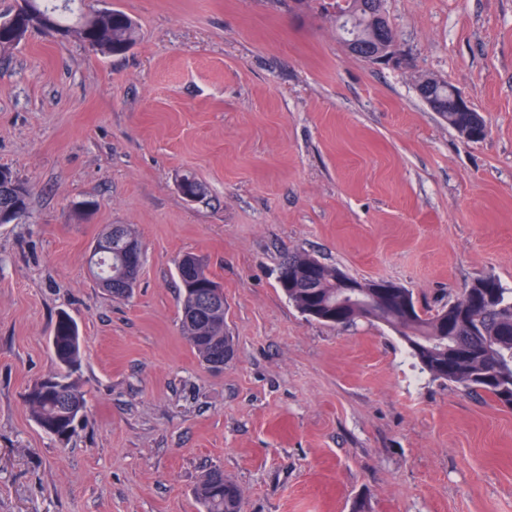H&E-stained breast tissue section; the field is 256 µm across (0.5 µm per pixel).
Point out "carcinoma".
I'll use <instances>...</instances> for the list:
<instances>
[{
  "instance_id": "cac0c4a2",
  "label": "carcinoma",
  "mask_w": 512,
  "mask_h": 512,
  "mask_svg": "<svg viewBox=\"0 0 512 512\" xmlns=\"http://www.w3.org/2000/svg\"><path fill=\"white\" fill-rule=\"evenodd\" d=\"M76 0H33L37 9L51 15L58 33L73 36L84 45L103 55H121L137 41L136 22L125 12L113 9L104 14H76L70 4ZM384 0H347L342 7L345 16L336 25V32L343 42L353 40L370 42L376 49H387L379 33V16L384 14ZM33 25L20 20L14 26L0 30V49L18 44ZM418 85L429 88L438 102L440 115L467 141H472L470 131L484 129L485 121L476 124L474 113L455 109L448 91L450 85L434 76H427ZM17 177L9 171V180L0 184V210H10L14 219L21 221L28 213L29 185L21 180L22 189L12 187L10 178ZM100 250L96 278L99 286L113 297L125 299L132 289L117 288L124 266L122 238L117 235V225L96 240ZM291 269L313 268L311 288H295L288 300L298 308L317 307L336 311V268L306 254H288L281 267ZM180 282L181 323L183 334L197 352L201 362L210 365L215 351L214 340L224 339V312L210 314L203 309L208 289L201 284L214 281L202 263L194 267L177 268ZM397 292L408 298L411 313L398 307L389 308L381 317L406 342L421 348L415 356L422 370L436 379L447 380L466 391L481 392L494 398L500 405L512 409V289L504 288L493 276H485L465 288L461 298L435 312L415 307L413 293L404 287ZM50 347L59 372L52 376L56 384L36 395H24L32 417L40 428L53 437L75 430L78 415L66 414L67 401L85 411L86 402L81 391L69 377L76 371L81 359V337L76 322L67 314L59 315L50 339ZM195 496L204 512H241L243 494L240 487L224 476V471L214 468L203 475L195 488Z\"/></svg>"
}]
</instances>
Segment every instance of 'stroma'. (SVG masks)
Instances as JSON below:
<instances>
[{
  "mask_svg": "<svg viewBox=\"0 0 512 512\" xmlns=\"http://www.w3.org/2000/svg\"><path fill=\"white\" fill-rule=\"evenodd\" d=\"M335 2L109 0L139 26L126 54L37 30L0 50V166L31 187L26 221L0 224V512H202L214 467L242 512H512V410L278 285L298 252L432 312L484 276L512 289V0H385L397 63L348 52ZM428 74L485 140L427 108ZM114 224L145 247L126 300L88 267ZM188 252L224 288L221 370L182 334ZM63 312L87 412L62 442L23 395L58 371ZM425 81V84L423 82ZM421 85H425L429 88L434 98L438 102L442 112L440 115L448 121V124L458 131V133L469 142H480L485 139V135L481 139L473 140L470 136V130L479 128L483 132L485 127V121L479 112H477L471 105L470 100L456 89H452V98L455 106L460 110H468V112H458L455 109L451 95L448 88H453L448 82L442 81L434 76H426L421 79L417 88ZM479 116L481 121L479 124H475L472 121L473 116Z\"/></svg>",
  "mask_w": 512,
  "mask_h": 512,
  "instance_id": "stroma-1",
  "label": "stroma"
}]
</instances>
